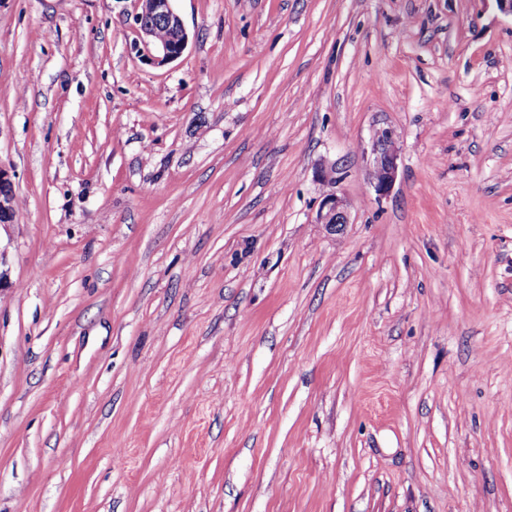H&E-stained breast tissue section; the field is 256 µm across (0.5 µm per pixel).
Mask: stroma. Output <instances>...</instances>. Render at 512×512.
<instances>
[{
    "label": "stroma",
    "mask_w": 512,
    "mask_h": 512,
    "mask_svg": "<svg viewBox=\"0 0 512 512\" xmlns=\"http://www.w3.org/2000/svg\"><path fill=\"white\" fill-rule=\"evenodd\" d=\"M173 5L0 0V512H512V15ZM138 2L139 10L135 15V21L145 44L161 54L157 59L161 63L179 58L188 45L189 37L181 17L172 6L173 0H139ZM157 23H165L169 31L160 24L155 28L154 25ZM392 144L393 133L386 129L378 134L373 146L376 158L370 171V182L380 196L390 191L396 177L397 157ZM348 222L347 201L334 192L326 194L318 211V224H325L331 231L336 232L338 228Z\"/></svg>",
    "instance_id": "stroma-1"
}]
</instances>
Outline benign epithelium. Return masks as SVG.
I'll return each instance as SVG.
<instances>
[{
    "mask_svg": "<svg viewBox=\"0 0 512 512\" xmlns=\"http://www.w3.org/2000/svg\"><path fill=\"white\" fill-rule=\"evenodd\" d=\"M173 0H139V10L135 15L136 24L144 37L145 44L160 54L158 61L166 63L179 58L188 45V33L181 17L172 6ZM166 24L169 35L164 40L157 39L155 24ZM393 133L380 132L374 143L376 158L370 171V182L378 195L387 194L395 180L396 153L392 147ZM8 177L0 171V223L11 220L13 215L12 196L9 193ZM318 223L335 231L349 223L348 203L336 193L324 196L319 211Z\"/></svg>",
    "mask_w": 512,
    "mask_h": 512,
    "instance_id": "obj_1",
    "label": "benign epithelium"
}]
</instances>
